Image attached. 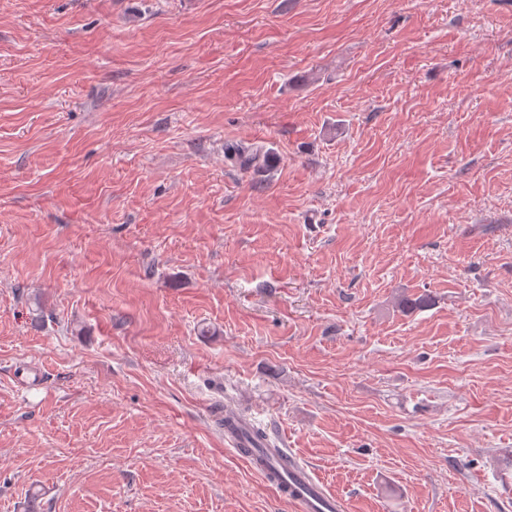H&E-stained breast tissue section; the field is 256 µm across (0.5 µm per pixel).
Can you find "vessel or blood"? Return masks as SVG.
<instances>
[{
	"instance_id": "obj_1",
	"label": "vessel or blood",
	"mask_w": 512,
	"mask_h": 512,
	"mask_svg": "<svg viewBox=\"0 0 512 512\" xmlns=\"http://www.w3.org/2000/svg\"><path fill=\"white\" fill-rule=\"evenodd\" d=\"M252 424L241 414H234L224 430V444L232 452L249 445ZM264 465L258 473L281 499L296 512H345V504L284 448L271 447L268 441H259Z\"/></svg>"
}]
</instances>
